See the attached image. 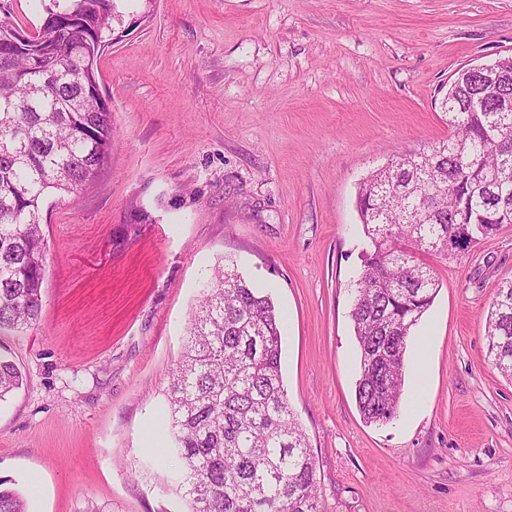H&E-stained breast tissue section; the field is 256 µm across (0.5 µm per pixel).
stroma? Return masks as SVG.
<instances>
[{"instance_id": "1", "label": "stroma", "mask_w": 512, "mask_h": 512, "mask_svg": "<svg viewBox=\"0 0 512 512\" xmlns=\"http://www.w3.org/2000/svg\"><path fill=\"white\" fill-rule=\"evenodd\" d=\"M99 88L113 146L43 208L40 321L0 333V478L29 512H186L158 421L220 260L268 286L323 512H512V382L486 317L512 225L448 256L397 418L364 422L350 317L360 182L451 134L458 70L512 56V0H114ZM23 384V375L7 356L0 355V402L6 401Z\"/></svg>"}]
</instances>
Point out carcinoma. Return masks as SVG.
Here are the masks:
<instances>
[{
	"label": "carcinoma",
	"instance_id": "1",
	"mask_svg": "<svg viewBox=\"0 0 512 512\" xmlns=\"http://www.w3.org/2000/svg\"><path fill=\"white\" fill-rule=\"evenodd\" d=\"M113 0H52L33 34L0 22V332L41 317L46 269L43 206L92 183L112 153L109 101L97 61L112 44ZM509 79L489 85L461 69L443 97L454 135L404 156L359 183L368 239L350 316L358 347L355 401L363 420L398 416L412 328L437 283L419 255L466 250L512 224V57ZM472 214L455 221L459 210ZM283 318L271 295L237 269L218 266L193 311L171 371L163 425L179 462L175 488L187 512H322L309 438L294 417L281 373ZM487 353L512 380V279L487 314ZM23 384L0 355V402ZM0 512H28L0 479Z\"/></svg>",
	"mask_w": 512,
	"mask_h": 512
}]
</instances>
